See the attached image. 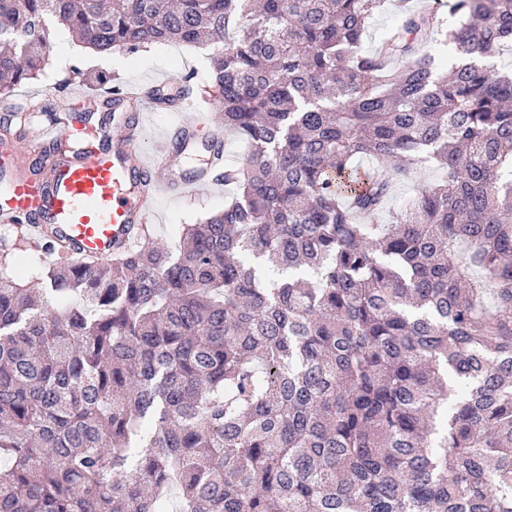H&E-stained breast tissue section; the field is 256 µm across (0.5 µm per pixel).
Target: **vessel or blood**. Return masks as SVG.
<instances>
[{
	"instance_id": "b4317fda",
	"label": "vessel or blood",
	"mask_w": 512,
	"mask_h": 512,
	"mask_svg": "<svg viewBox=\"0 0 512 512\" xmlns=\"http://www.w3.org/2000/svg\"><path fill=\"white\" fill-rule=\"evenodd\" d=\"M176 78L114 91L112 126L75 152L71 129L50 117L29 124L33 140L53 154L19 171L11 144L0 143V225L21 223L38 237L53 235L61 257L105 260L141 241L156 197L179 199L222 186L219 167L226 140L220 128L189 116L190 98L178 96ZM169 107L178 120L148 135L146 115Z\"/></svg>"
}]
</instances>
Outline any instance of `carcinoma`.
Here are the masks:
<instances>
[{"mask_svg": "<svg viewBox=\"0 0 512 512\" xmlns=\"http://www.w3.org/2000/svg\"><path fill=\"white\" fill-rule=\"evenodd\" d=\"M384 2L0 0L1 99L60 30L215 44L201 94L249 147L174 249L0 265V512H512V0L365 54Z\"/></svg>", "mask_w": 512, "mask_h": 512, "instance_id": "cac0c4a2", "label": "carcinoma"}]
</instances>
